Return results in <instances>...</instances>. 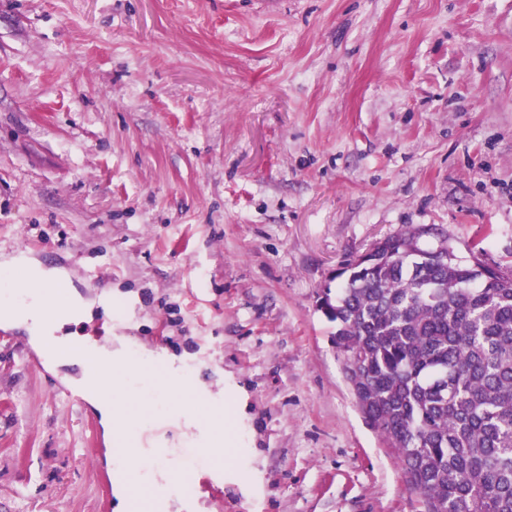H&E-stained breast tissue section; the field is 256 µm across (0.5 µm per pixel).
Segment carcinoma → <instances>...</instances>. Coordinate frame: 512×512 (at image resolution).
<instances>
[{
  "instance_id": "cac0c4a2",
  "label": "carcinoma",
  "mask_w": 512,
  "mask_h": 512,
  "mask_svg": "<svg viewBox=\"0 0 512 512\" xmlns=\"http://www.w3.org/2000/svg\"><path fill=\"white\" fill-rule=\"evenodd\" d=\"M450 250L428 227L381 238L320 308L424 512H512V270Z\"/></svg>"
}]
</instances>
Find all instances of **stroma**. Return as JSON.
Wrapping results in <instances>:
<instances>
[{"mask_svg": "<svg viewBox=\"0 0 512 512\" xmlns=\"http://www.w3.org/2000/svg\"><path fill=\"white\" fill-rule=\"evenodd\" d=\"M434 227L512 267V0H0V258L108 290L67 334L181 358L224 401L195 512H423L319 308ZM0 332V512H114L101 430ZM142 448L210 460L145 410Z\"/></svg>", "mask_w": 512, "mask_h": 512, "instance_id": "stroma-1", "label": "stroma"}]
</instances>
